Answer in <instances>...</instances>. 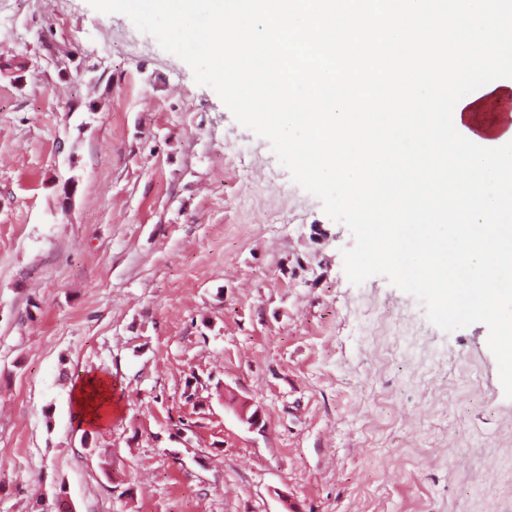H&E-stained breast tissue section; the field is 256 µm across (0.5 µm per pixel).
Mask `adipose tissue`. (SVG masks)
I'll return each mask as SVG.
<instances>
[{"mask_svg": "<svg viewBox=\"0 0 512 512\" xmlns=\"http://www.w3.org/2000/svg\"><path fill=\"white\" fill-rule=\"evenodd\" d=\"M204 12L198 52L249 111L308 130L290 145L333 170L375 257L436 293L444 314L512 298V0H152ZM80 424L112 411V380L72 384Z\"/></svg>", "mask_w": 512, "mask_h": 512, "instance_id": "adipose-tissue-1", "label": "adipose tissue"}]
</instances>
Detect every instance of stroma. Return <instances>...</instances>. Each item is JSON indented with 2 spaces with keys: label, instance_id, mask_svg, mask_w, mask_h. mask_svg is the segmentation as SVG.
Here are the masks:
<instances>
[{
  "label": "stroma",
  "instance_id": "1",
  "mask_svg": "<svg viewBox=\"0 0 512 512\" xmlns=\"http://www.w3.org/2000/svg\"><path fill=\"white\" fill-rule=\"evenodd\" d=\"M7 12L26 69L0 74V512H512L484 324L352 284L349 229L125 15ZM90 372L120 407L82 428Z\"/></svg>",
  "mask_w": 512,
  "mask_h": 512
}]
</instances>
